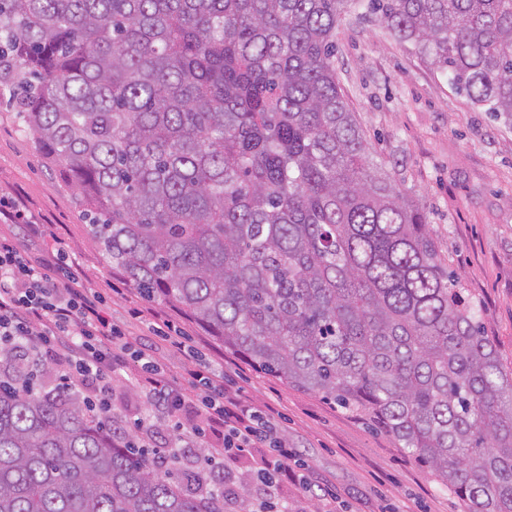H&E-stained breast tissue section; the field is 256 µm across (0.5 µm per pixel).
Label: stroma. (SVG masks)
<instances>
[{
	"instance_id": "obj_1",
	"label": "stroma",
	"mask_w": 512,
	"mask_h": 512,
	"mask_svg": "<svg viewBox=\"0 0 512 512\" xmlns=\"http://www.w3.org/2000/svg\"><path fill=\"white\" fill-rule=\"evenodd\" d=\"M336 73L383 171L416 201L481 328L512 373V120L474 109L411 43L379 18L346 19L336 30ZM0 197L16 200L62 239L84 285L98 293L132 344H147L165 371L190 385L193 371L222 365L254 405L278 412L308 481L325 497L289 490L288 512H462L457 495L391 436L318 396L254 370L178 308L143 299L91 242L88 218L57 168L45 166L8 101L0 102ZM169 322L195 350L187 355L154 325ZM128 362L112 387V412L132 421L153 413Z\"/></svg>"
}]
</instances>
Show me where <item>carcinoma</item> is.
Segmentation results:
<instances>
[{"label": "carcinoma", "instance_id": "obj_1", "mask_svg": "<svg viewBox=\"0 0 512 512\" xmlns=\"http://www.w3.org/2000/svg\"><path fill=\"white\" fill-rule=\"evenodd\" d=\"M353 10L512 118V0H0V85L143 298L512 512V376L343 97ZM187 469L0 349V512H255Z\"/></svg>", "mask_w": 512, "mask_h": 512}]
</instances>
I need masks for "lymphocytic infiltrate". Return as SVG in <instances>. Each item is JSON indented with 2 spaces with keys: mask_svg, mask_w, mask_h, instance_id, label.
<instances>
[{
  "mask_svg": "<svg viewBox=\"0 0 512 512\" xmlns=\"http://www.w3.org/2000/svg\"><path fill=\"white\" fill-rule=\"evenodd\" d=\"M4 340L24 348L30 362L62 355L65 386L80 389L106 415L112 412V381L126 359H134L147 403L173 431L183 430L181 410L190 399L200 419L195 437L219 436L228 451L270 449V458L255 476V502L286 506L288 487L307 483L295 452L278 435L274 409L257 408L225 383L219 368L193 372V390L185 392L166 376L148 347L125 341L105 315L101 299L82 285L61 244L32 260L20 242L0 236V342Z\"/></svg>",
  "mask_w": 512,
  "mask_h": 512,
  "instance_id": "f902f5d3",
  "label": "lymphocytic infiltrate"
}]
</instances>
